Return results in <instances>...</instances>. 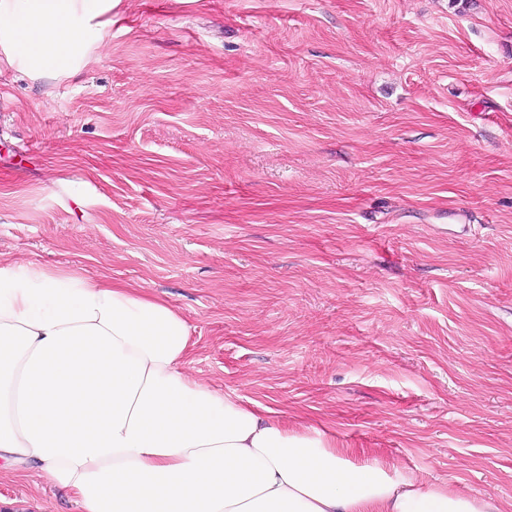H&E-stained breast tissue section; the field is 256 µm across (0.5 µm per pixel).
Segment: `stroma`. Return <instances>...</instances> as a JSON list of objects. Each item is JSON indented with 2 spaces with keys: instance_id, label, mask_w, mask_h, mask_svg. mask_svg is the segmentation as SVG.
<instances>
[{
  "instance_id": "obj_1",
  "label": "stroma",
  "mask_w": 512,
  "mask_h": 512,
  "mask_svg": "<svg viewBox=\"0 0 512 512\" xmlns=\"http://www.w3.org/2000/svg\"><path fill=\"white\" fill-rule=\"evenodd\" d=\"M0 256L159 295L185 369L512 504V0H118L0 68ZM0 512H81L0 477Z\"/></svg>"
}]
</instances>
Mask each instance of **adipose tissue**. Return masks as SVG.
<instances>
[{"label":"adipose tissue","instance_id":"obj_1","mask_svg":"<svg viewBox=\"0 0 512 512\" xmlns=\"http://www.w3.org/2000/svg\"><path fill=\"white\" fill-rule=\"evenodd\" d=\"M112 0H0V62L75 74ZM167 301L74 270L0 258V475L28 470L82 512H504L355 462L322 433L188 376Z\"/></svg>","mask_w":512,"mask_h":512}]
</instances>
